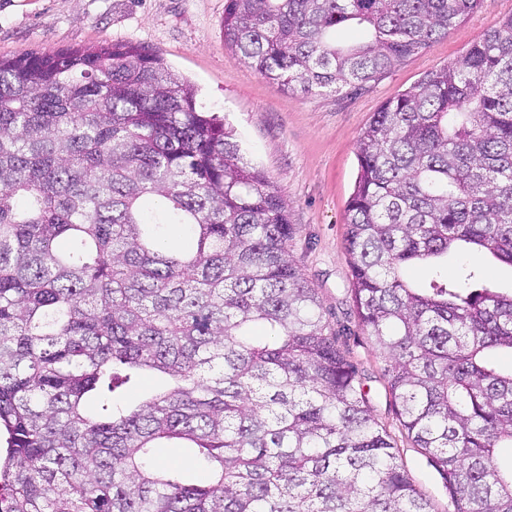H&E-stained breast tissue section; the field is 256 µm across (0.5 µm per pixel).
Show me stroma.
Masks as SVG:
<instances>
[{
    "instance_id": "stroma-1",
    "label": "stroma",
    "mask_w": 512,
    "mask_h": 512,
    "mask_svg": "<svg viewBox=\"0 0 512 512\" xmlns=\"http://www.w3.org/2000/svg\"><path fill=\"white\" fill-rule=\"evenodd\" d=\"M225 0H0V55L45 53L127 39L157 52L198 89L203 111L225 117L245 160L262 169L290 206V252L316 288L326 318L345 326L341 338L362 377L372 415L392 436L399 459L434 512H453L448 490L402 428L383 378L386 362L358 321L345 249L347 203L358 172L359 137L383 103L426 73L461 55L512 16V0H481L448 35L439 37L378 82L360 90L303 94L269 83L224 45ZM479 270L492 285L512 273L490 257L448 259V282L461 268Z\"/></svg>"
}]
</instances>
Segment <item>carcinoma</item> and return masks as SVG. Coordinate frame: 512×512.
Listing matches in <instances>:
<instances>
[{"instance_id":"obj_1","label":"carcinoma","mask_w":512,"mask_h":512,"mask_svg":"<svg viewBox=\"0 0 512 512\" xmlns=\"http://www.w3.org/2000/svg\"><path fill=\"white\" fill-rule=\"evenodd\" d=\"M481 0H226L224 44L281 89H359ZM346 250L392 405L453 512H512V16L386 101ZM188 232L182 245L169 227ZM290 208L196 90L128 40L0 57V512H433L290 255ZM152 373L133 406L114 392ZM194 449L204 475L159 466ZM461 267L479 270L489 284L509 283L510 285V272L495 267L490 257L470 252L448 257V285L459 283Z\"/></svg>"}]
</instances>
